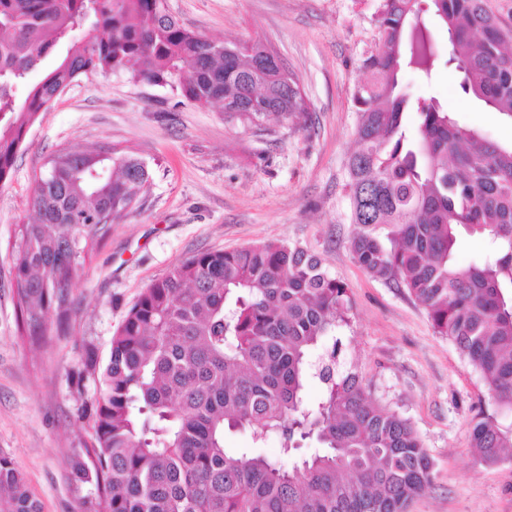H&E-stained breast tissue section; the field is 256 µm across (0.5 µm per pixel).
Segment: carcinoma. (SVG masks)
I'll use <instances>...</instances> for the list:
<instances>
[{"label":"carcinoma","mask_w":512,"mask_h":512,"mask_svg":"<svg viewBox=\"0 0 512 512\" xmlns=\"http://www.w3.org/2000/svg\"><path fill=\"white\" fill-rule=\"evenodd\" d=\"M164 2L0 0V187L29 127L88 73L128 68L191 103L222 104L228 122L308 118L297 78L262 42L225 53ZM430 9L446 26V51L422 24ZM375 23L379 44L361 60L367 80L354 93L350 251L366 273L405 289L512 413V144L461 126L434 96L412 99L399 80L407 46L416 74L429 80L442 61L464 93L512 118V30L487 0H379ZM410 112L419 115L411 136ZM149 180L145 162L117 145L49 157L15 229L16 306L31 341L46 335L49 312L65 321L79 267ZM379 225L391 227L386 243ZM461 227L488 236L491 254L460 263ZM349 303L318 256L286 242L200 252L149 284L106 363L87 351L99 382L93 460L73 461L71 476L95 484L94 512H407L433 483L434 463L409 419L334 368ZM228 430L250 433L253 447H226ZM271 434L279 459L260 451ZM308 443L307 458L283 464ZM471 446L495 463L512 430L481 411ZM0 512H41L2 455Z\"/></svg>","instance_id":"carcinoma-1"}]
</instances>
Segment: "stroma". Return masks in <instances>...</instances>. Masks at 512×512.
I'll use <instances>...</instances> for the list:
<instances>
[{
    "mask_svg": "<svg viewBox=\"0 0 512 512\" xmlns=\"http://www.w3.org/2000/svg\"><path fill=\"white\" fill-rule=\"evenodd\" d=\"M196 35L262 41L298 78L308 121L269 117L229 123L220 106L187 102L170 87L135 83L128 71L81 76L29 129L12 180L0 188V454L24 474L41 512H87L92 485L71 463L93 441L89 402L98 383L88 350L107 360L113 334L139 294L175 264L206 250L267 241L300 245L350 289L338 335V368L368 383L373 400L408 418L434 461L433 485L409 512H512V462L489 464L471 446L477 411L512 429L480 374L437 334L422 306L353 259L344 185L355 146L353 94L362 57L379 33L378 0H166ZM413 96L447 101L460 125L512 141V121L487 111L441 69L431 85L400 73ZM110 143L149 167L145 197L87 257L69 290L66 322L22 334L12 275L14 229L55 150Z\"/></svg>",
    "mask_w": 512,
    "mask_h": 512,
    "instance_id": "stroma-1",
    "label": "stroma"
}]
</instances>
